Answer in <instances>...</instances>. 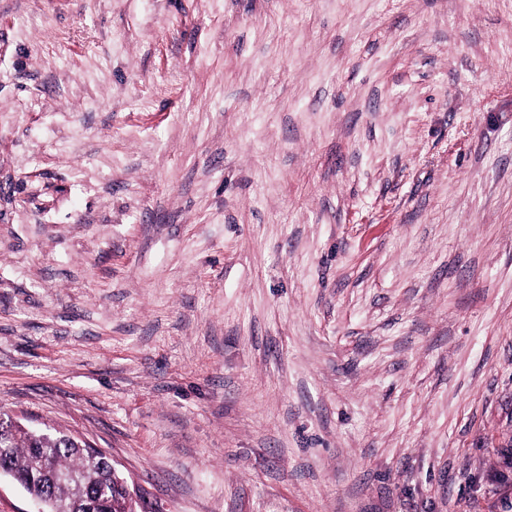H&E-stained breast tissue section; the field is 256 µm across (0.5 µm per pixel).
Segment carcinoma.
Returning <instances> with one entry per match:
<instances>
[{
	"instance_id": "1",
	"label": "carcinoma",
	"mask_w": 512,
	"mask_h": 512,
	"mask_svg": "<svg viewBox=\"0 0 512 512\" xmlns=\"http://www.w3.org/2000/svg\"><path fill=\"white\" fill-rule=\"evenodd\" d=\"M1 469L43 500L46 512H131L109 459L69 434L46 435L0 418Z\"/></svg>"
}]
</instances>
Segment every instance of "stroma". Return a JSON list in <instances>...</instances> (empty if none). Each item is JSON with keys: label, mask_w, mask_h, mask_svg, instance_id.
Masks as SVG:
<instances>
[{"label": "stroma", "mask_w": 512, "mask_h": 512, "mask_svg": "<svg viewBox=\"0 0 512 512\" xmlns=\"http://www.w3.org/2000/svg\"><path fill=\"white\" fill-rule=\"evenodd\" d=\"M0 412L137 512H512V0H0Z\"/></svg>", "instance_id": "1"}]
</instances>
